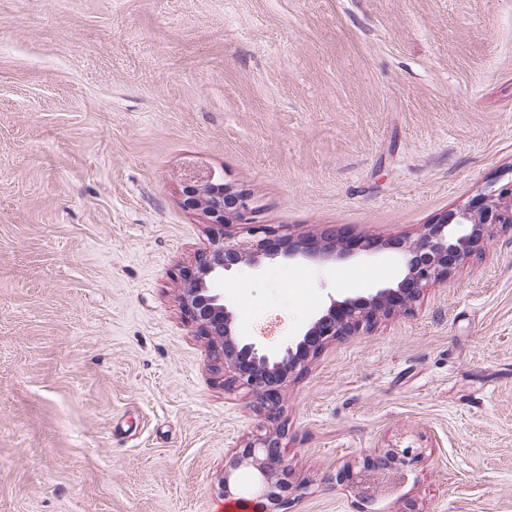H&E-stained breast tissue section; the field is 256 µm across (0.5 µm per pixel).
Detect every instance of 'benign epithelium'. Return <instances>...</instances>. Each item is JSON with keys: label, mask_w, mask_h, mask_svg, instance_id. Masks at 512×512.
Instances as JSON below:
<instances>
[{"label": "benign epithelium", "mask_w": 512, "mask_h": 512, "mask_svg": "<svg viewBox=\"0 0 512 512\" xmlns=\"http://www.w3.org/2000/svg\"><path fill=\"white\" fill-rule=\"evenodd\" d=\"M183 183L184 208L199 212L217 227L248 225L245 236H231L221 229L213 233L208 249L184 274L181 303L200 334L224 354V370L232 374V381L252 389L260 408L274 421L288 377L304 369L326 342L358 333L378 317L408 307L423 285L447 281L448 274L465 257L481 252L491 226L512 224L510 181L440 214L423 225L416 240L388 244L403 257L405 275L400 281L365 295L330 299L329 305L291 342L279 349H267L236 328L231 303L220 288L225 273L240 265L258 269L267 260L344 259L388 245L373 238L347 240L329 231L308 238L282 234L267 224L255 223L250 195L219 181L213 173L187 169ZM287 434L285 424L278 423L264 437L247 444L233 468L224 470V497H234L233 470L245 464L255 471L254 491L250 494L254 512H288L289 471L282 452Z\"/></svg>", "instance_id": "benign-epithelium-1"}]
</instances>
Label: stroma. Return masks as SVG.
<instances>
[{
	"instance_id": "35a3bbf8",
	"label": "stroma",
	"mask_w": 512,
	"mask_h": 512,
	"mask_svg": "<svg viewBox=\"0 0 512 512\" xmlns=\"http://www.w3.org/2000/svg\"><path fill=\"white\" fill-rule=\"evenodd\" d=\"M196 166L295 236L413 239L512 180V0H0V512H225L268 424L179 299ZM398 252L227 272L278 348ZM281 420L288 512H512V226L325 344ZM400 481L363 493L382 458Z\"/></svg>"
}]
</instances>
